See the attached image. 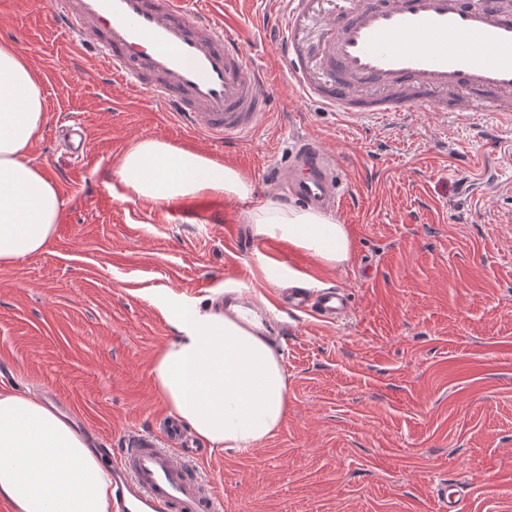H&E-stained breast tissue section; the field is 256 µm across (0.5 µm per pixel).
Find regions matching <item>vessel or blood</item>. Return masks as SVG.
Instances as JSON below:
<instances>
[{"label": "vessel or blood", "instance_id": "b4317fda", "mask_svg": "<svg viewBox=\"0 0 512 512\" xmlns=\"http://www.w3.org/2000/svg\"><path fill=\"white\" fill-rule=\"evenodd\" d=\"M322 0H283L282 15L262 29L299 96L351 121L417 107L469 112L476 101L512 112V13L499 0H344L325 14L320 65L308 71L303 24ZM49 26L77 51H93L102 71L132 94L147 93L209 141L232 144L261 131L276 87L251 61V48L206 8L185 0H51ZM315 140L298 137L288 153L287 190L310 206L337 203L348 187ZM289 308L336 323L349 303L336 288H293ZM195 448L178 423L166 439L127 435L123 448L99 449L112 471L113 512H224L204 487ZM439 512H462L463 498L441 482Z\"/></svg>", "mask_w": 512, "mask_h": 512}]
</instances>
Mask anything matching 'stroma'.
Returning <instances> with one entry per match:
<instances>
[{"instance_id": "obj_1", "label": "stroma", "mask_w": 512, "mask_h": 512, "mask_svg": "<svg viewBox=\"0 0 512 512\" xmlns=\"http://www.w3.org/2000/svg\"><path fill=\"white\" fill-rule=\"evenodd\" d=\"M48 0H0V41L26 53L46 123L28 157L64 201L44 251L0 267V388L45 390L79 430L122 447L172 415L152 379L175 337L166 304L217 308L229 286L262 308L282 356L288 411L275 436L248 451H208L197 466L222 489L224 512H436L434 483L462 484L465 512H512V116L441 115L353 124L280 84L258 134L217 145L105 85L90 55L49 29ZM273 0H213L234 15L251 58L279 73L255 27ZM83 123L75 160L57 127ZM346 161L350 192L330 215L351 236L349 262L322 265L282 244L281 271L340 288L349 317L327 324L268 304L270 260L255 252L244 203L143 200L116 170L149 136L238 168L256 198L296 206L270 174L294 135ZM205 207L189 220L182 209Z\"/></svg>"}]
</instances>
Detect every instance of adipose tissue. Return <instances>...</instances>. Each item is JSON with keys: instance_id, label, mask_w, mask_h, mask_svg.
Segmentation results:
<instances>
[{"instance_id": "ef3b65f1", "label": "adipose tissue", "mask_w": 512, "mask_h": 512, "mask_svg": "<svg viewBox=\"0 0 512 512\" xmlns=\"http://www.w3.org/2000/svg\"><path fill=\"white\" fill-rule=\"evenodd\" d=\"M46 121L28 58L0 42V266L40 253L60 222L56 183L27 157ZM117 173L138 197L174 207L190 197L249 202L257 235L279 238L329 267L350 259L346 225L312 209L254 199L236 168L201 152L143 137ZM176 338L156 356L152 376L171 413L215 450H249L274 436L288 409L281 357L254 330L217 311L170 308ZM0 498L14 512H111L112 480L82 434L36 398L0 388Z\"/></svg>"}]
</instances>
